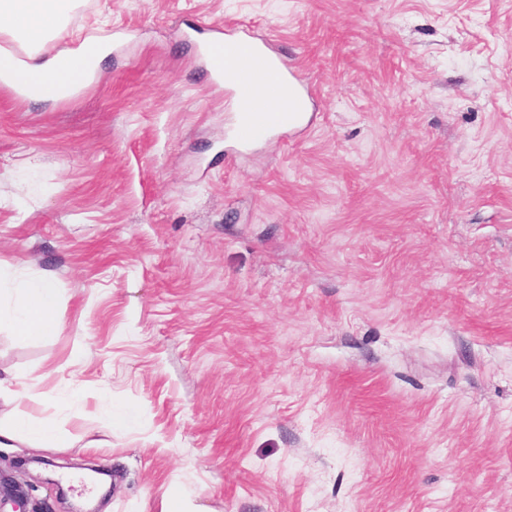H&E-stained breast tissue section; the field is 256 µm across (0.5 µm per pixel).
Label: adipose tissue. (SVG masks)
Instances as JSON below:
<instances>
[{"label": "adipose tissue", "mask_w": 512, "mask_h": 512, "mask_svg": "<svg viewBox=\"0 0 512 512\" xmlns=\"http://www.w3.org/2000/svg\"><path fill=\"white\" fill-rule=\"evenodd\" d=\"M76 4L77 0H0V32L26 48L25 70L41 86L33 94L36 101H52L47 91L51 85L72 94L78 92L94 79L112 54L108 44L98 47L89 59L79 47L64 48L52 55L42 52V43L58 37ZM56 303L57 290L48 280L33 279L17 288L13 321L19 334L35 339L53 336L57 328Z\"/></svg>", "instance_id": "obj_1"}]
</instances>
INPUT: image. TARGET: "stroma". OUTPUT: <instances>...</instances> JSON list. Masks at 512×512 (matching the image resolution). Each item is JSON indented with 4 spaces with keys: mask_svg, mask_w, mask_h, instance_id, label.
I'll return each instance as SVG.
<instances>
[{
    "mask_svg": "<svg viewBox=\"0 0 512 512\" xmlns=\"http://www.w3.org/2000/svg\"><path fill=\"white\" fill-rule=\"evenodd\" d=\"M309 87L253 148L199 42ZM123 36L76 94L0 84V447L41 512H512V0H80ZM97 467L98 491L64 473ZM56 303L57 290L46 279H32L16 288L13 321L19 335L35 339L53 336ZM18 435L26 436L34 441L36 448L54 447L60 440L57 429L51 422L19 417L6 429H2L0 426V446H9L8 442L13 441Z\"/></svg>",
    "mask_w": 512,
    "mask_h": 512,
    "instance_id": "stroma-1",
    "label": "stroma"
}]
</instances>
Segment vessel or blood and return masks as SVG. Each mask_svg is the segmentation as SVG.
Wrapping results in <instances>:
<instances>
[{"instance_id":"vessel-or-blood-1","label":"vessel or blood","mask_w":512,"mask_h":512,"mask_svg":"<svg viewBox=\"0 0 512 512\" xmlns=\"http://www.w3.org/2000/svg\"><path fill=\"white\" fill-rule=\"evenodd\" d=\"M208 65L230 98L240 104L232 117V131L240 143L265 140L292 126L297 118L296 100L276 94L275 89L283 84L297 88L301 81L294 71L268 68L263 51L252 36H215Z\"/></svg>"}]
</instances>
